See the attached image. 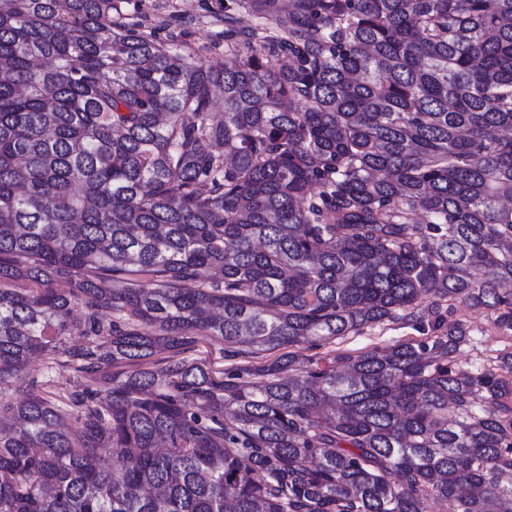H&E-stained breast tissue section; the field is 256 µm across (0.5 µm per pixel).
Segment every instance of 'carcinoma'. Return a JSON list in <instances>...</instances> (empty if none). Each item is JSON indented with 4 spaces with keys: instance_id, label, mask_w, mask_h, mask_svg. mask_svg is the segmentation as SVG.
<instances>
[{
    "instance_id": "cac0c4a2",
    "label": "carcinoma",
    "mask_w": 512,
    "mask_h": 512,
    "mask_svg": "<svg viewBox=\"0 0 512 512\" xmlns=\"http://www.w3.org/2000/svg\"><path fill=\"white\" fill-rule=\"evenodd\" d=\"M129 2L0 0V282L42 286L0 288V384L75 331L99 374L3 406L0 512H512V353L459 369L450 319L512 330V0H224L209 66ZM425 329L423 331L422 328H415L411 325L391 324L377 327L361 336H347L323 347L311 346L306 343L289 350L298 354L300 362H306L311 356L316 358L325 356L327 351L336 348L356 354L376 345L385 346L404 341L417 343L426 340L427 336H431L432 333L427 325H425ZM224 348L222 341L206 336H198L195 343L189 345L185 351L174 359L183 358L189 362L206 365L216 372L224 371V375L222 373L217 375L227 377V373L233 371L245 361H251L253 365H261L278 355L267 353L258 357H244L241 355L228 357L227 354H224Z\"/></svg>"
}]
</instances>
